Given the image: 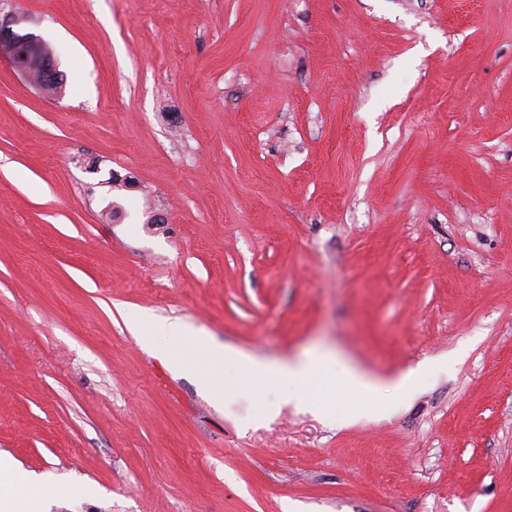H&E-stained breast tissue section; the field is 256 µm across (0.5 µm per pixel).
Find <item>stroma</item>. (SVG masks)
Instances as JSON below:
<instances>
[{
  "label": "stroma",
  "instance_id": "stroma-1",
  "mask_svg": "<svg viewBox=\"0 0 512 512\" xmlns=\"http://www.w3.org/2000/svg\"><path fill=\"white\" fill-rule=\"evenodd\" d=\"M7 14L65 78L0 60V451L69 486L47 512H512V0ZM131 311L439 367L381 416L340 386L266 418L303 387L227 370L214 405Z\"/></svg>",
  "mask_w": 512,
  "mask_h": 512
}]
</instances>
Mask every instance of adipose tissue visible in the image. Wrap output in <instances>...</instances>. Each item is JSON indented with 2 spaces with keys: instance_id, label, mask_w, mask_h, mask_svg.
<instances>
[{
  "instance_id": "adipose-tissue-1",
  "label": "adipose tissue",
  "mask_w": 512,
  "mask_h": 512,
  "mask_svg": "<svg viewBox=\"0 0 512 512\" xmlns=\"http://www.w3.org/2000/svg\"><path fill=\"white\" fill-rule=\"evenodd\" d=\"M128 325L146 348L169 358L176 371L196 373L215 401H226L230 393L220 387L211 371L227 367L247 372L258 384L288 379L307 387L305 405L320 410L337 384H345L354 392L406 393L408 387L429 371L423 363L411 368L394 380L377 379L329 350L303 353L297 359H264L232 346L219 348L203 337L194 335L178 320L145 323L138 315H130ZM0 483L10 487L9 495L0 497V512H44L45 489L39 476L19 469L10 459L0 456Z\"/></svg>"
}]
</instances>
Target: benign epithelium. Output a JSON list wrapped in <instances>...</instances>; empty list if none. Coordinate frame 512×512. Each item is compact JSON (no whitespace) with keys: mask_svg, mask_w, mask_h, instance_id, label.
<instances>
[{"mask_svg":"<svg viewBox=\"0 0 512 512\" xmlns=\"http://www.w3.org/2000/svg\"><path fill=\"white\" fill-rule=\"evenodd\" d=\"M20 23L14 16L0 19V55L13 59L17 70L45 93L60 77L57 63L43 39Z\"/></svg>","mask_w":512,"mask_h":512,"instance_id":"benign-epithelium-1","label":"benign epithelium"}]
</instances>
